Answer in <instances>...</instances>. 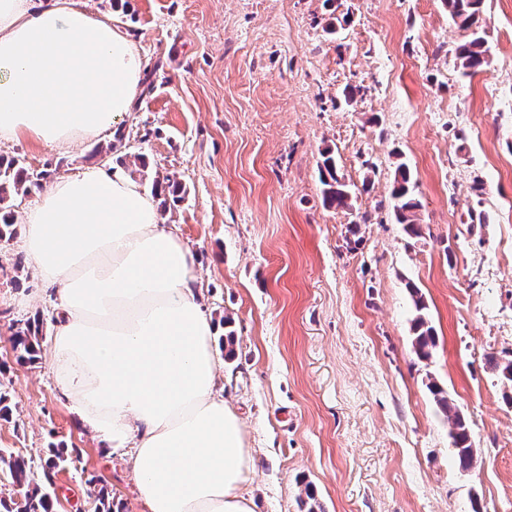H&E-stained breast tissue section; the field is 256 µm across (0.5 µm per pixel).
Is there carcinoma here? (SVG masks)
<instances>
[{
	"label": "carcinoma",
	"instance_id": "obj_1",
	"mask_svg": "<svg viewBox=\"0 0 512 512\" xmlns=\"http://www.w3.org/2000/svg\"><path fill=\"white\" fill-rule=\"evenodd\" d=\"M448 11L456 24L468 31V39L456 48V57L460 61L463 75L471 76L487 64V48L483 31L479 25V13L483 0H445ZM321 180L326 186L325 202L330 207H351V195L346 184L341 182L336 171V162L330 155L324 156L320 167ZM45 173L29 172L18 160L0 158V240L13 237L14 222L11 209L17 196H25L35 187L40 186ZM415 184L411 172L404 163L397 167L392 198L394 199V216L396 223L404 226L405 231L418 237L421 235L417 211L421 204L414 194ZM155 194L161 199V208L168 209V196L181 191V186L175 182L154 183ZM413 297L416 316L413 322L415 338L413 347L416 356L427 360L436 346L434 330L428 325L425 309L426 304L419 296V289L408 284ZM13 348L20 351L19 359L23 362L34 363L38 360L40 334V319L26 320L10 327ZM489 364L497 372L502 381L512 385V357L489 358ZM436 404L448 418L451 444L456 452L459 466L469 468L474 460L475 448L472 446L469 426L457 410L448 394L437 384L430 385ZM71 451L65 447L53 448L50 455L41 464L39 474L32 471L31 461L22 455L0 453V465L5 466L12 479L20 486L28 487L20 504L12 500L0 499V512H50L53 500L48 488L54 485V479L59 469L68 462Z\"/></svg>",
	"mask_w": 512,
	"mask_h": 512
}]
</instances>
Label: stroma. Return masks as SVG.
I'll return each mask as SVG.
<instances>
[{"label": "stroma", "mask_w": 512, "mask_h": 512, "mask_svg": "<svg viewBox=\"0 0 512 512\" xmlns=\"http://www.w3.org/2000/svg\"><path fill=\"white\" fill-rule=\"evenodd\" d=\"M83 3L146 65L116 153L19 139L0 155L59 177L117 168L146 191L182 184L163 220L195 256L205 315L235 334L215 346L216 392L244 424L255 512H512V403L487 363L512 351V0H484L489 62L470 77L444 0ZM326 151L351 208L323 204ZM402 163L421 202L412 238L393 214ZM20 243L0 241V450L38 465L50 445L78 449L55 477L57 512H96L94 476L143 512L128 449L82 428L46 359L16 360L10 323L41 317L46 345L57 317ZM412 284L436 334L427 360ZM432 381L469 424V469Z\"/></svg>", "instance_id": "stroma-1"}]
</instances>
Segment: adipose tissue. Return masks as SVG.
Listing matches in <instances>:
<instances>
[{
	"mask_svg": "<svg viewBox=\"0 0 512 512\" xmlns=\"http://www.w3.org/2000/svg\"><path fill=\"white\" fill-rule=\"evenodd\" d=\"M142 76L127 32L76 0H0V140L97 138ZM21 222L24 252L59 295L49 367L83 428L129 449L146 512H254L242 492L253 457L215 392L195 258L154 197L90 167L53 180Z\"/></svg>",
	"mask_w": 512,
	"mask_h": 512,
	"instance_id": "adipose-tissue-1",
	"label": "adipose tissue"
}]
</instances>
